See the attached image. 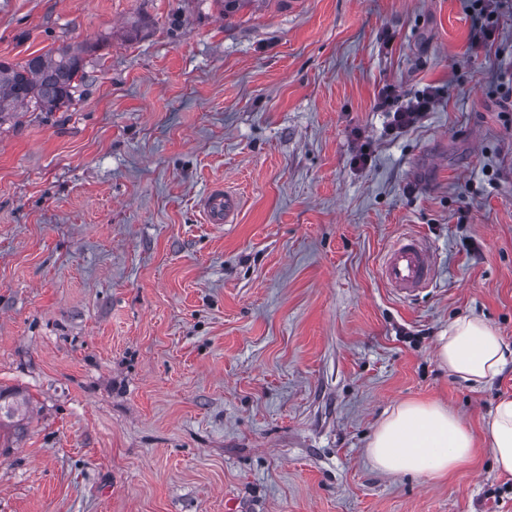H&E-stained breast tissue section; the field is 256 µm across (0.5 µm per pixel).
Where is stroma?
Returning a JSON list of instances; mask_svg holds the SVG:
<instances>
[{"label": "stroma", "mask_w": 512, "mask_h": 512, "mask_svg": "<svg viewBox=\"0 0 512 512\" xmlns=\"http://www.w3.org/2000/svg\"><path fill=\"white\" fill-rule=\"evenodd\" d=\"M472 28L470 0H0V60L89 48L71 105L0 122V512H512L482 430L512 367L436 358L464 315L512 347V0ZM429 86L389 132L382 93ZM406 232L436 267L410 299L380 276ZM413 400L470 463L371 465ZM435 99V92L429 88L406 99L387 94L382 98V106L388 108V131L400 134L414 127L431 110ZM239 207L238 196L221 186L214 187L200 200V208L209 224L233 223Z\"/></svg>", "instance_id": "1"}]
</instances>
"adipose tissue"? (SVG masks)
Wrapping results in <instances>:
<instances>
[{"mask_svg":"<svg viewBox=\"0 0 512 512\" xmlns=\"http://www.w3.org/2000/svg\"><path fill=\"white\" fill-rule=\"evenodd\" d=\"M437 359L449 373L479 386L503 371L512 351L483 318L470 316L456 319L441 334ZM483 432L498 472L512 476V397L498 401ZM473 449L472 432L445 406L407 401L381 421L367 453L385 472L443 477L468 463Z\"/></svg>","mask_w":512,"mask_h":512,"instance_id":"adipose-tissue-1","label":"adipose tissue"}]
</instances>
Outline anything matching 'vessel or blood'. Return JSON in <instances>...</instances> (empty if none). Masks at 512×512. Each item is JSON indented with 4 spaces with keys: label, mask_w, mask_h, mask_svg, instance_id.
I'll list each match as a JSON object with an SVG mask.
<instances>
[{
    "label": "vessel or blood",
    "mask_w": 512,
    "mask_h": 512,
    "mask_svg": "<svg viewBox=\"0 0 512 512\" xmlns=\"http://www.w3.org/2000/svg\"><path fill=\"white\" fill-rule=\"evenodd\" d=\"M200 207L207 223L229 224L238 212L240 200L234 193L217 186L201 199ZM380 274L399 297L416 296L434 280L431 246L415 234L400 237L386 250Z\"/></svg>",
    "instance_id": "b4317fda"
}]
</instances>
